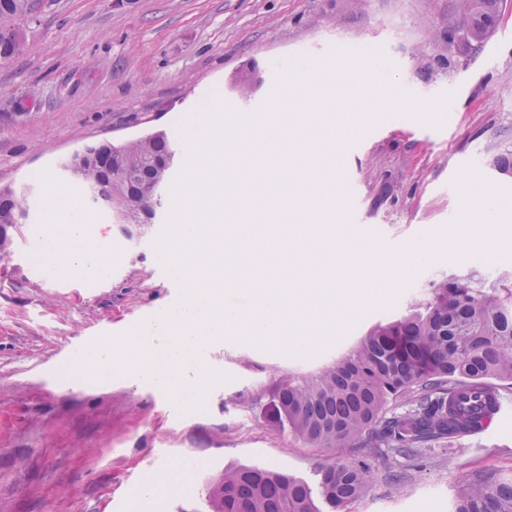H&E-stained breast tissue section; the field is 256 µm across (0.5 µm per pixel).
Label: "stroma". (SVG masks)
Instances as JSON below:
<instances>
[{"label":"stroma","mask_w":512,"mask_h":512,"mask_svg":"<svg viewBox=\"0 0 512 512\" xmlns=\"http://www.w3.org/2000/svg\"><path fill=\"white\" fill-rule=\"evenodd\" d=\"M456 0H44L22 28L25 50L0 63V189L30 186V236L15 235L0 257V512H132L129 491L148 474L185 464V489L142 512H211L206 486L227 468L260 466L313 481L318 465L352 458L348 448L315 449L272 429L263 405L282 377L310 375L349 353L376 324L399 318L427 296L431 281L512 270V211L492 228L457 217L463 189L512 194V173L491 161L512 151V0L482 50L450 56L443 41ZM355 55L341 67L355 91L397 93V113L354 112L337 90L334 107L342 180L356 188L328 240L349 235L371 288L355 321L308 357L230 340L201 358L227 374L200 410L122 373L75 381L84 349L122 336L174 309L181 289L155 247L173 205L165 192L152 224H115L90 214L112 246V276L97 288L35 268L52 218L47 184L79 186L61 169L84 145L165 130L185 153L181 127L217 97L251 114L275 94L280 70L331 50ZM391 73L367 86L362 57ZM258 66L250 97L235 78ZM454 112L449 134L424 127L422 112ZM425 243L431 257L414 264ZM488 243L508 253L490 264ZM472 255L463 260L459 251ZM370 490L345 512H452L465 474L512 475V419L447 448L372 461Z\"/></svg>","instance_id":"35a3bbf8"}]
</instances>
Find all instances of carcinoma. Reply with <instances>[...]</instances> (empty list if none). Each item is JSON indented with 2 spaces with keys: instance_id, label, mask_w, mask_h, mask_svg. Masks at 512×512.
Instances as JSON below:
<instances>
[{
  "instance_id": "1",
  "label": "carcinoma",
  "mask_w": 512,
  "mask_h": 512,
  "mask_svg": "<svg viewBox=\"0 0 512 512\" xmlns=\"http://www.w3.org/2000/svg\"><path fill=\"white\" fill-rule=\"evenodd\" d=\"M36 0H0V61L24 48L18 24L31 19ZM462 28L448 46L461 55L494 33L501 0H458ZM177 163L174 144L158 131L121 144L89 145L64 164L85 190L108 193L105 208L117 224H151L158 196ZM26 199L0 190V255L12 243ZM512 384V273L505 283L471 274L434 282L407 315L379 323L334 364L308 376L289 375L269 395L264 413L279 431L310 448H350L355 456L317 469L319 496L299 478L264 467L228 469L207 488L213 512H341L375 478L379 451L394 457L459 440L481 427ZM399 404L404 411L390 410ZM453 512H512V479L460 482Z\"/></svg>"
}]
</instances>
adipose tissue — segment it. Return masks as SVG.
<instances>
[{
  "label": "adipose tissue",
  "instance_id": "obj_1",
  "mask_svg": "<svg viewBox=\"0 0 512 512\" xmlns=\"http://www.w3.org/2000/svg\"><path fill=\"white\" fill-rule=\"evenodd\" d=\"M55 210L64 214L60 223L47 227V234L61 256V269L66 277L76 280H96L112 263V254L105 243L93 235L90 216L71 197L50 191Z\"/></svg>",
  "mask_w": 512,
  "mask_h": 512
}]
</instances>
